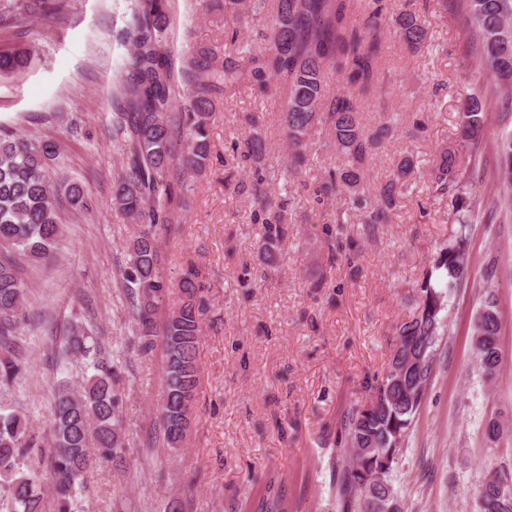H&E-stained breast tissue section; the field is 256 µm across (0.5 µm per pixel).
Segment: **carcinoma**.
<instances>
[{
  "mask_svg": "<svg viewBox=\"0 0 512 512\" xmlns=\"http://www.w3.org/2000/svg\"><path fill=\"white\" fill-rule=\"evenodd\" d=\"M266 0H224L231 14L259 15ZM359 0H277L270 17L265 46L258 53L240 48L241 61L212 63L210 47H198L184 73L191 105L179 109L175 78L169 64L167 0H139L120 39L131 47L125 75L112 94V135L128 148V175L113 186L112 204L142 224L132 240L128 266L122 277L136 322L137 349L148 354L160 344L165 350L164 398L160 409L162 443L178 449L185 439L189 402L199 383L197 348L204 310L194 273L174 282L164 273L158 241L167 230L173 205H185L182 178L201 174L209 154L213 115L211 94L247 81L264 88L273 76L291 79L283 112V129L293 160L314 126L328 124L336 149L344 156L336 177L323 187L324 195L344 198L363 213L365 224H385L389 210L414 164L402 159L393 176L365 192L370 153L386 137L398 117L391 115L374 132L360 123L354 93L366 94L379 73L380 36L386 18L373 5L358 20L353 4ZM471 22L480 41L477 66L504 83H512V0H467ZM406 47L418 51L427 31L415 13L402 11L394 19ZM35 50H0V75L28 68ZM329 65L344 77L345 92L336 95L329 111L318 108L324 97L323 67ZM483 131L482 106L466 99L462 120L463 141H475ZM57 155L52 141L33 143L11 131L0 130V347L12 348V338L25 319L28 288L18 276L20 262L46 259L60 233L55 193L48 170ZM502 170L512 180V134L500 141ZM435 191H455L452 206L467 207L464 174L455 151L439 156L431 173ZM64 191L75 209L86 207L83 188L64 180ZM259 210L281 209L262 185L252 188ZM468 225L433 256L430 276L421 286L422 306L411 320L396 329L391 364L402 368V380L387 369L370 387L369 400L354 404L347 413L345 431L351 445V464L343 467L341 492L345 512H375L383 504L401 512L400 497L390 479L392 466L403 449L412 420L431 376L436 345L443 335L447 292L461 285L466 266ZM181 295L162 329L154 319L156 309L174 293ZM500 319L493 297L479 313L473 333L475 361L492 377L500 364ZM69 350L92 357V374L80 390L61 382L52 405L53 490L56 512H76V499L91 468L102 461H120L125 455L118 433V398L113 391L112 365L98 357L100 351L88 330L78 327L68 336ZM12 353V352H10ZM19 354L0 360V381L14 379L20 371ZM37 453L27 420L0 405V488L11 504L9 512H42ZM477 512H512V471L498 469L477 490Z\"/></svg>",
  "mask_w": 512,
  "mask_h": 512,
  "instance_id": "1",
  "label": "carcinoma"
}]
</instances>
